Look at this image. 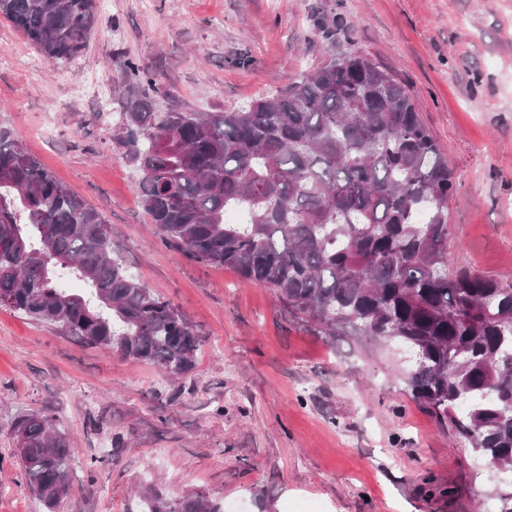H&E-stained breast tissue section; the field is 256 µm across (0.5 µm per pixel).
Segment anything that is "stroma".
<instances>
[{
  "mask_svg": "<svg viewBox=\"0 0 512 512\" xmlns=\"http://www.w3.org/2000/svg\"><path fill=\"white\" fill-rule=\"evenodd\" d=\"M347 52L405 85L448 159L449 271L512 277V0H97L64 62L0 16V127L111 225L113 256L202 340L174 380L0 307V512H140L148 485L226 512H490L512 490L410 397L399 344L323 335L272 289L190 259L141 206L121 142L134 71L161 84L156 109L213 112ZM31 413L75 450L51 511L11 431Z\"/></svg>",
  "mask_w": 512,
  "mask_h": 512,
  "instance_id": "obj_1",
  "label": "stroma"
}]
</instances>
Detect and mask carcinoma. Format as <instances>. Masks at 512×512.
Masks as SVG:
<instances>
[{"instance_id":"cac0c4a2","label":"carcinoma","mask_w":512,"mask_h":512,"mask_svg":"<svg viewBox=\"0 0 512 512\" xmlns=\"http://www.w3.org/2000/svg\"><path fill=\"white\" fill-rule=\"evenodd\" d=\"M50 59L65 62L95 0H0ZM123 112L127 158L160 234L197 261L271 288L326 335L350 327L421 356L413 400L491 467L512 469V279L450 277L448 161L406 88L371 59L332 56L272 97L234 110L156 112V82ZM68 273L87 291L61 285ZM0 306L88 345L185 377L201 346L188 318L112 256V228L8 130H0ZM30 489L69 492L72 449L54 417L14 425ZM143 512H223L204 496L141 491Z\"/></svg>"}]
</instances>
